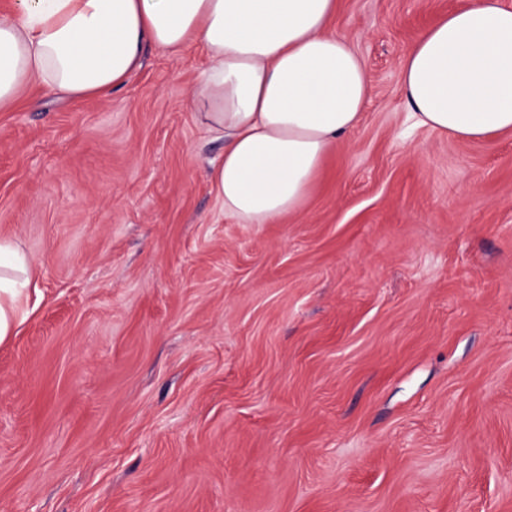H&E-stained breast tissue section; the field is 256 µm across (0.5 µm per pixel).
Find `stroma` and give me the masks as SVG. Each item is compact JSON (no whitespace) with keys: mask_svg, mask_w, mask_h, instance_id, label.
<instances>
[{"mask_svg":"<svg viewBox=\"0 0 512 512\" xmlns=\"http://www.w3.org/2000/svg\"><path fill=\"white\" fill-rule=\"evenodd\" d=\"M470 0H337L372 94L306 210L225 214L147 45L108 94L0 112V512H512V131L413 126L402 60ZM34 265L17 242L0 239V344L13 336L17 321L25 319Z\"/></svg>","mask_w":512,"mask_h":512,"instance_id":"stroma-1","label":"stroma"}]
</instances>
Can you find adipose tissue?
Masks as SVG:
<instances>
[{
	"instance_id": "obj_1",
	"label": "adipose tissue",
	"mask_w": 512,
	"mask_h": 512,
	"mask_svg": "<svg viewBox=\"0 0 512 512\" xmlns=\"http://www.w3.org/2000/svg\"><path fill=\"white\" fill-rule=\"evenodd\" d=\"M336 0H10L0 11V112L41 85L57 98L118 89L146 44L197 45L200 124L224 140L211 175L225 213L268 224L303 213L330 149L371 94L363 57L329 21ZM416 123L462 141L512 131V10L471 0L402 63ZM34 260L0 239V344L26 316Z\"/></svg>"
}]
</instances>
